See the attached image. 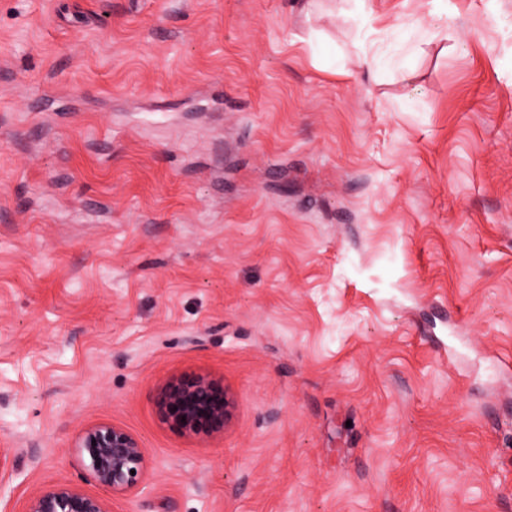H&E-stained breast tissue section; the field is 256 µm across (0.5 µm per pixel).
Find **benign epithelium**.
<instances>
[{
    "label": "benign epithelium",
    "instance_id": "1",
    "mask_svg": "<svg viewBox=\"0 0 512 512\" xmlns=\"http://www.w3.org/2000/svg\"><path fill=\"white\" fill-rule=\"evenodd\" d=\"M158 405L164 419L189 436L224 432L234 400L218 381L205 375L173 377L159 389ZM86 467L100 485L115 493L135 490L143 482L146 454L139 439L108 423L94 425L79 437ZM27 512H106L102 501L70 486L39 490Z\"/></svg>",
    "mask_w": 512,
    "mask_h": 512
}]
</instances>
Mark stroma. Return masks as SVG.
<instances>
[{
	"label": "stroma",
	"mask_w": 512,
	"mask_h": 512,
	"mask_svg": "<svg viewBox=\"0 0 512 512\" xmlns=\"http://www.w3.org/2000/svg\"><path fill=\"white\" fill-rule=\"evenodd\" d=\"M185 374L222 433L162 419ZM51 484L512 512V0H0V512ZM158 405L164 419L183 434L213 435L222 433L231 419L234 400L218 381L192 375L166 380L159 389ZM76 448L97 483L112 492H129L143 482L145 450L139 439L124 428L108 423L94 425L79 437Z\"/></svg>",
	"instance_id": "35a3bbf8"
}]
</instances>
